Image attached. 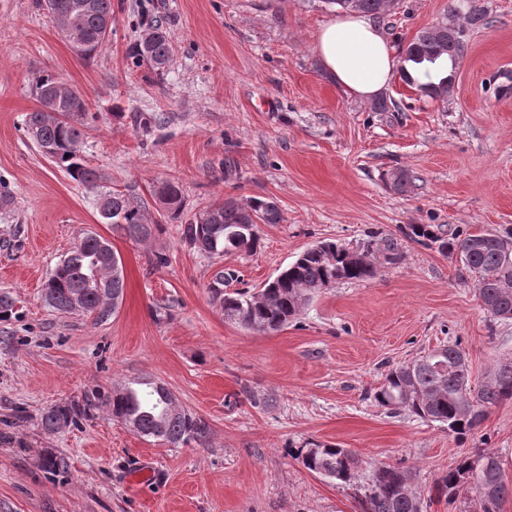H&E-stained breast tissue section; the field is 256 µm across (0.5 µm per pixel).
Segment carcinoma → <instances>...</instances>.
<instances>
[{
  "label": "carcinoma",
  "instance_id": "carcinoma-1",
  "mask_svg": "<svg viewBox=\"0 0 512 512\" xmlns=\"http://www.w3.org/2000/svg\"><path fill=\"white\" fill-rule=\"evenodd\" d=\"M342 12L366 13L380 17L394 4L391 0H324ZM48 14L62 20L84 41L91 44L106 42L103 22L112 18V0H43ZM151 35L149 44L138 42L128 54L129 68H139L144 62L157 71L164 69L172 56V43L157 21L146 25ZM467 46L466 31L457 26L448 29V21L420 31L401 48V59L422 72L425 82L421 91L433 97H444L452 78L439 76L443 60H453ZM33 90L38 107L27 115L25 132L39 151L62 168L75 182L99 190V199L112 207V232L140 242L152 235L143 210L134 198L106 186L105 176L84 164L81 149L95 116L90 111L72 113L76 105L74 90L50 74L33 78ZM416 176L405 169L390 173V184L399 193L415 186ZM154 201L167 218L182 223V241L191 249L208 257L229 251H252L259 243L258 225L278 224L281 212L277 202L254 198L242 204L227 198L208 209L184 219L183 200L179 187L170 180L158 183ZM405 238L417 243L438 245L442 253L457 254L463 266L477 276L476 293L483 303H496L512 308V295L503 298L496 284H512V256L505 246H512V232L506 235L492 232H448L442 224H418L404 232ZM328 255L303 252L267 281L257 292L226 291L240 281L235 269L218 270L208 285L212 301H220L224 319L259 333L277 332L295 319L328 283L337 281H367L382 269L400 264L404 259L401 243L391 236L375 235L366 245L379 258L372 262L354 261L345 247L325 243ZM119 254L101 235L85 232L78 244L55 266L46 280L42 297L58 313L65 314L79 299L88 313L99 309L105 300H112L117 309L124 295V275L112 273ZM465 354L455 346H446L406 365L390 371L379 390L376 402L390 411L407 410L416 417L438 422L448 431L463 437L486 417L487 410L512 399V359L498 363L488 380L472 391L470 375L462 373L460 362ZM173 393L158 382L143 381L141 387H117L102 397V404L112 417L123 424L130 423L136 433L170 444L198 439L205 433V424L184 410L169 408ZM94 403L56 405L41 419L47 431H56L79 417L89 415ZM484 460L481 471L462 482L470 470V456L462 457L455 467L438 481L437 490L452 501L462 492L476 491L480 512H501L503 502L512 496V482L504 474L500 456L492 451L480 453ZM303 466L312 473L343 483L355 478L363 466L372 469L362 487V512H422L420 498L414 493L405 474L392 466L369 462L356 453L335 444L309 442L300 449Z\"/></svg>",
  "mask_w": 512,
  "mask_h": 512
}]
</instances>
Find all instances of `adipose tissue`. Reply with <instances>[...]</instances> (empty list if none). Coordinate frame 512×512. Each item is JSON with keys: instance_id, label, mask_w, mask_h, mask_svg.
Returning <instances> with one entry per match:
<instances>
[{"instance_id": "1", "label": "adipose tissue", "mask_w": 512, "mask_h": 512, "mask_svg": "<svg viewBox=\"0 0 512 512\" xmlns=\"http://www.w3.org/2000/svg\"><path fill=\"white\" fill-rule=\"evenodd\" d=\"M313 50L337 85L364 100L377 97L399 71V60L380 25L357 13L321 26Z\"/></svg>"}]
</instances>
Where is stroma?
I'll list each match as a JSON object with an SVG mask.
<instances>
[{
	"mask_svg": "<svg viewBox=\"0 0 512 512\" xmlns=\"http://www.w3.org/2000/svg\"><path fill=\"white\" fill-rule=\"evenodd\" d=\"M113 34L84 60L37 0H0V512H361L358 487L311 473L298 450L332 443L408 473L423 512H479L476 494L446 501L435 484L464 455L497 452L512 476V400L465 437L374 401L388 371L449 344L472 386L512 357V320L482 306L458 257L402 236L412 224L512 231V0H397L381 23L394 48L455 8L467 46L447 98L402 78L390 111L345 93L312 49L336 17L324 0H120ZM486 19L469 25L472 8ZM161 20L173 53L163 71L131 70L142 23ZM78 90L96 120L82 158L134 196L149 241L113 234L96 192L69 179L24 132L32 76ZM419 176L401 194L386 179ZM176 182L184 211L224 198L275 200L277 224L254 252L206 257L159 211L157 182ZM108 238L124 296L107 321L62 315L42 285L83 231ZM400 238L404 260L374 279L321 291L281 331L225 321L208 285L220 268L256 291L305 249H360ZM165 265H153L154 255ZM155 380L202 419L204 437L174 447L144 438L97 405L49 432V407ZM67 466L49 470L47 455Z\"/></svg>",
	"mask_w": 512,
	"mask_h": 512,
	"instance_id": "stroma-1",
	"label": "stroma"
}]
</instances>
